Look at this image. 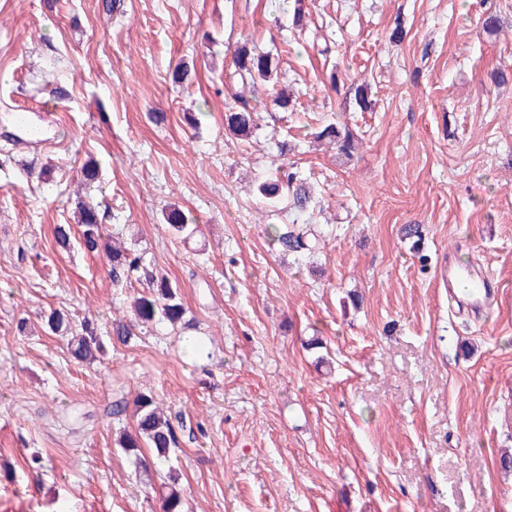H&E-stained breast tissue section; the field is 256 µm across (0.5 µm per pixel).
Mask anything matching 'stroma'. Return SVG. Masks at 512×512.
<instances>
[{
  "label": "stroma",
  "instance_id": "obj_1",
  "mask_svg": "<svg viewBox=\"0 0 512 512\" xmlns=\"http://www.w3.org/2000/svg\"><path fill=\"white\" fill-rule=\"evenodd\" d=\"M303 5L302 34L294 0H0V512H160L162 474L115 443L133 423L115 395L140 391L172 422L184 512H512V0ZM243 42L279 52L296 112L230 79ZM239 96L245 139L224 131ZM20 104L46 143L14 141ZM329 120L357 134L352 161L315 140ZM277 166L311 186L303 214L259 198ZM81 199L139 257L129 287L56 243ZM171 206L197 232L173 235ZM296 217L314 253L273 245ZM449 253L498 282L491 309L449 301ZM158 272L191 333L142 327L88 364L48 331L54 308L128 319ZM254 109L247 101L238 98L232 105H227L224 111V129L238 138L252 135L255 126Z\"/></svg>",
  "mask_w": 512,
  "mask_h": 512
}]
</instances>
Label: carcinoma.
<instances>
[{"label":"carcinoma","mask_w":512,"mask_h":512,"mask_svg":"<svg viewBox=\"0 0 512 512\" xmlns=\"http://www.w3.org/2000/svg\"><path fill=\"white\" fill-rule=\"evenodd\" d=\"M235 74L250 84L267 81L278 73L279 57L271 52H257L244 42L233 56ZM254 109L248 102L239 98L224 111V129L238 138L252 135L255 126ZM318 140H327L336 146L337 154L350 160L356 150L353 132L333 123L323 126L315 133ZM258 195L270 206L275 207L284 195H291L294 208L303 212L311 201L310 191L293 172L274 176L257 186ZM81 245L89 252H104L112 266V280L116 285L128 282L131 274L139 267V258L122 250L114 239L103 237L98 212L84 204L79 205ZM165 221L175 235H191L196 230L192 218L184 211H168ZM273 243L282 251L296 254L310 253L319 248L321 239L310 225L297 222L275 224L272 227ZM134 320L112 321V334L122 343L134 336L138 326L155 322H166L175 326L182 322L186 309L178 286L161 277L150 282L148 290L135 297L132 303ZM46 326L56 334L67 337L71 354L82 361L95 362L105 354L103 338L95 324L84 320L79 328H74L69 313L52 310L46 316ZM133 410L134 427L125 430L118 439V446L125 452H137L142 445L152 450L153 464L162 466L169 462L172 448L176 446L173 427L167 416L156 405L154 397L145 392L138 393L132 402L116 400L112 405V415L120 416ZM162 512H181L182 499L177 489V478L169 472L167 481L161 484Z\"/></svg>","instance_id":"1"}]
</instances>
